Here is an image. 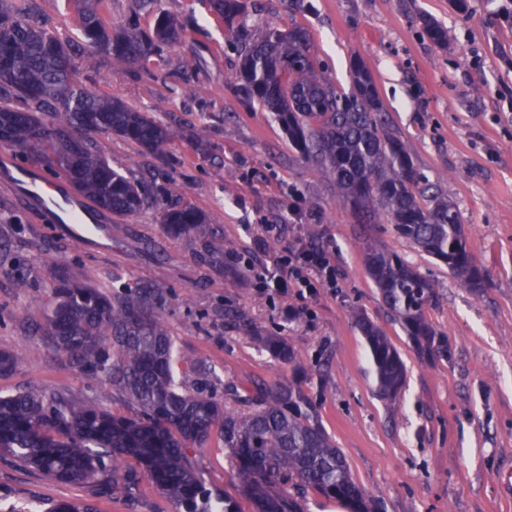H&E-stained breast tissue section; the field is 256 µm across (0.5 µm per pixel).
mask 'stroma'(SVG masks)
<instances>
[{"label":"stroma","instance_id":"stroma-1","mask_svg":"<svg viewBox=\"0 0 512 512\" xmlns=\"http://www.w3.org/2000/svg\"><path fill=\"white\" fill-rule=\"evenodd\" d=\"M39 17L62 39L79 35L73 0H37ZM246 0L245 19L305 27L325 76L350 85L352 58L371 71L388 127L419 175L442 187L463 224L487 288L476 295L447 267L397 237L392 225L359 224L336 200V186L289 141L260 105L234 91L237 55L225 25L206 0H110L120 23L137 16L150 31L158 15L183 27L180 40L123 68L76 75L91 90L147 113L169 131L168 159L116 135L94 139L112 166L151 176L159 207L113 217L109 234L73 241L44 223L27 201L0 189V350L31 343L28 324L42 320L59 271L116 297L145 283L160 292L161 312L186 360H204L202 375L181 368L187 389L206 386L233 410L253 382L288 384V362L260 336H278L301 355L303 391L342 449L357 484L378 512H512V0ZM429 17L448 30L441 47L422 32ZM206 213L228 247L211 262L199 239H174L166 206ZM396 252L433 282L425 315L448 338V354L420 358L401 323L365 271L361 243ZM335 248L337 287L317 296L263 293L255 274L298 240ZM28 286L18 290L17 277ZM299 308L311 318L294 317ZM364 312L399 351L407 382L395 400L375 391L367 343L353 320ZM37 384L93 398L113 414L131 410L111 384L71 374L51 358L34 359L0 377V393ZM207 487L255 512L219 438L189 451ZM94 504L99 512H179L143 484L138 502L122 493L94 496L21 463L0 459V512H47L57 501Z\"/></svg>","mask_w":512,"mask_h":512}]
</instances>
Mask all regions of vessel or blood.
Segmentation results:
<instances>
[{
    "label": "vessel or blood",
    "instance_id": "obj_1",
    "mask_svg": "<svg viewBox=\"0 0 512 512\" xmlns=\"http://www.w3.org/2000/svg\"><path fill=\"white\" fill-rule=\"evenodd\" d=\"M0 187L34 203L46 222L66 225L71 237L86 239L106 232L105 225L92 219L91 201L72 196L65 183L45 180L17 164L7 151L0 153Z\"/></svg>",
    "mask_w": 512,
    "mask_h": 512
}]
</instances>
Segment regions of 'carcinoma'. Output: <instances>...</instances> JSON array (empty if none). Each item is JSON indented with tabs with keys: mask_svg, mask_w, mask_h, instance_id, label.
Wrapping results in <instances>:
<instances>
[{
	"mask_svg": "<svg viewBox=\"0 0 512 512\" xmlns=\"http://www.w3.org/2000/svg\"><path fill=\"white\" fill-rule=\"evenodd\" d=\"M224 18L225 40L238 52L240 99L275 115L305 158L336 183L338 201L395 233L448 267L461 284L485 288L482 269L469 252L462 224L448 199L419 188L413 159L386 131L384 107L364 62L351 61L345 92L318 70L309 31L269 27L258 38L243 23L242 0H208ZM81 47L92 63L132 65L180 38L174 19L162 16L153 31L134 18L112 27L108 0H75ZM427 37L448 44V30L422 20ZM70 45L33 21L26 9L0 4V144L34 153L65 176L99 209L117 216L142 211L153 192L144 181L112 168L83 132L115 134L162 156L168 129L111 95L75 79ZM163 224L173 238L210 237L205 216L191 206L169 208ZM364 265L385 306L404 325L423 354H448L445 339L425 316L433 283L397 253L363 246ZM355 322L369 346L377 392L393 400L406 366L397 348L364 313ZM36 333L75 372L112 383L134 411L115 416L86 399L45 387L0 395V457L67 484L118 489L133 501L140 476L177 502L183 512H236L214 497L186 452L218 433L231 466L254 499L257 512H302L313 491L345 499L369 512L335 439L319 423L310 398L299 388L256 384L246 412L233 413L206 390L190 392L177 378L179 359L153 288L112 300L99 289L69 278L58 281ZM264 347L296 368L293 346L267 338ZM31 352H0V373L14 370ZM135 465H130L129 461Z\"/></svg>",
	"mask_w": 512,
	"mask_h": 512,
	"instance_id": "carcinoma-1",
	"label": "carcinoma"
}]
</instances>
